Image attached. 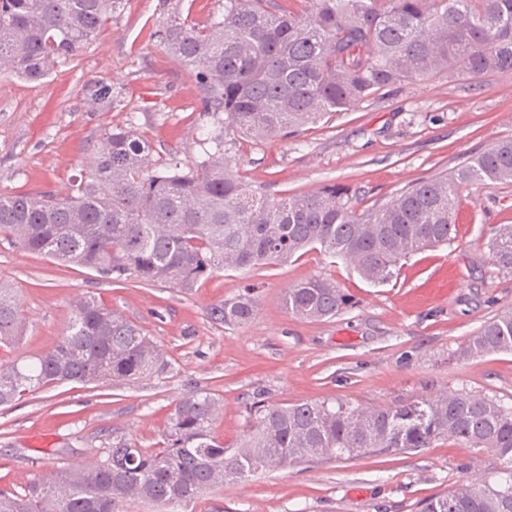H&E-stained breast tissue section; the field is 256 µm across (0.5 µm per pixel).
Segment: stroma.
Listing matches in <instances>:
<instances>
[{"label":"stroma","instance_id":"obj_1","mask_svg":"<svg viewBox=\"0 0 512 512\" xmlns=\"http://www.w3.org/2000/svg\"><path fill=\"white\" fill-rule=\"evenodd\" d=\"M224 0H124L98 35L39 82L0 75V193L64 196L87 176L104 130L132 128L157 157L191 167L212 127L194 70L160 45L174 15L204 26ZM111 86L112 103L90 96ZM512 137V75H438L385 89L300 135L227 142L224 154L253 188L274 197L338 184L359 206L386 202L413 183L452 171ZM512 224V185L470 189L456 208L453 242L402 260L384 285L364 282L317 251L280 265L216 273L184 294L164 284L107 280L90 269L0 248V278L17 288L25 339L0 360L28 359L62 336L70 304L95 295L161 344L171 371L141 383L45 387L0 406V489L23 491L63 465L100 458L116 436L162 445L176 400L207 390L220 402L213 432L234 441L252 396L270 402L338 400L391 407L466 388L512 404V354L466 362L453 353L485 321L512 309V273L490 265L486 242ZM336 281L350 302L318 322L288 314L282 297L310 278ZM253 289L245 325L224 326L210 305ZM500 460L450 440L383 456L304 463L226 482L177 512H418L458 481L493 478Z\"/></svg>","mask_w":512,"mask_h":512}]
</instances>
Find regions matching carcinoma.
Segmentation results:
<instances>
[{
	"instance_id": "obj_1",
	"label": "carcinoma",
	"mask_w": 512,
	"mask_h": 512,
	"mask_svg": "<svg viewBox=\"0 0 512 512\" xmlns=\"http://www.w3.org/2000/svg\"><path fill=\"white\" fill-rule=\"evenodd\" d=\"M124 0H0V74L37 82L92 41ZM224 0V14L198 27L174 16L158 39L195 76L214 128L204 158L183 169L167 158L151 171L149 142L126 127L93 145L92 173L71 193H0V244L96 271L189 293L225 270L286 263L318 250L348 262L374 285L412 254L455 239L454 212L465 188L512 183V139H503L446 176L422 179L368 209L334 184L274 198L252 189L224 158L227 137L255 142L288 137L378 92L438 73L512 72V0ZM490 261L512 272V224L488 242ZM283 305L309 321L336 316L347 298L336 282L309 279ZM258 307L245 291L211 305L227 326L248 323ZM15 289L0 280V346L25 335ZM512 353V311L475 330L459 361ZM170 368L143 329L90 294L73 301L63 336L31 358L0 362V406L45 386L134 384ZM219 401L210 392L174 404L160 448L115 438L90 468H60L22 493L0 490V512H126L149 503L162 512L227 481L349 449L378 455L448 439L494 453L498 478L460 482L421 512H512V406L464 388L388 408L342 401L278 405L261 392L246 407L239 438L213 433Z\"/></svg>"
}]
</instances>
